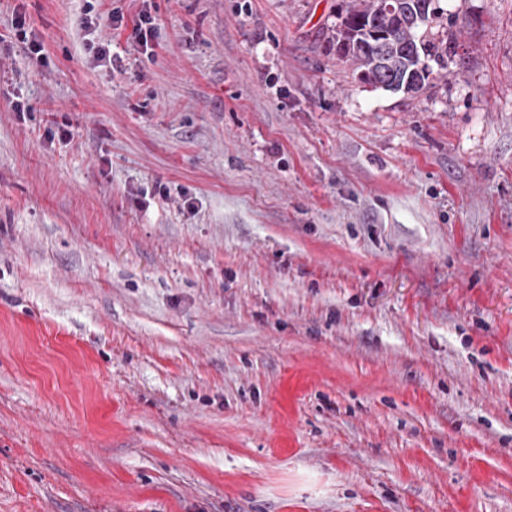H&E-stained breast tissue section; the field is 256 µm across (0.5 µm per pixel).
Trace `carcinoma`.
<instances>
[{
	"instance_id": "1",
	"label": "carcinoma",
	"mask_w": 512,
	"mask_h": 512,
	"mask_svg": "<svg viewBox=\"0 0 512 512\" xmlns=\"http://www.w3.org/2000/svg\"><path fill=\"white\" fill-rule=\"evenodd\" d=\"M439 15L438 0H349L331 43L365 87L413 97L448 65V29L422 31Z\"/></svg>"
}]
</instances>
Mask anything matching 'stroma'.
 <instances>
[{
  "instance_id": "1",
  "label": "stroma",
  "mask_w": 512,
  "mask_h": 512,
  "mask_svg": "<svg viewBox=\"0 0 512 512\" xmlns=\"http://www.w3.org/2000/svg\"><path fill=\"white\" fill-rule=\"evenodd\" d=\"M345 3L0 0V512H512V0ZM438 1L350 0L331 43L365 87L413 97L434 79L429 62L448 66V28L427 33L443 14ZM156 36L154 18L147 11H141L138 14V18L132 27L131 34L128 36V40L144 48L147 52L149 41Z\"/></svg>"
}]
</instances>
